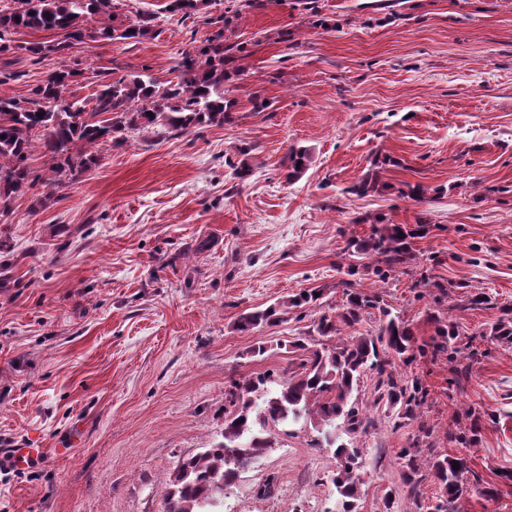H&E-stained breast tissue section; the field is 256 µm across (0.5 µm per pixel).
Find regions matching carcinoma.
Returning a JSON list of instances; mask_svg holds the SVG:
<instances>
[{"label":"carcinoma","instance_id":"obj_1","mask_svg":"<svg viewBox=\"0 0 512 512\" xmlns=\"http://www.w3.org/2000/svg\"><path fill=\"white\" fill-rule=\"evenodd\" d=\"M116 0H14L16 7L0 9V55L26 51L36 60L50 55L68 54L85 42V23L103 18L93 38L101 41L137 42L153 28L156 16L139 14L133 24H124L115 13ZM206 0H170L167 10L189 18ZM53 32L49 41H17L24 31ZM241 47L224 42V29L208 39L198 50L184 51L173 67L177 82L162 88L144 73L131 79L114 76V71L92 72L97 83L94 105L66 97V90L83 72L60 66L46 75L32 89L33 97L19 98L2 86L20 78L16 72L0 77V213L11 202L42 185L46 197L66 186L67 177L77 169H88L100 159L99 148L120 142L127 132L159 127L169 133L189 132L204 125L224 123V112L232 102L224 97V83L236 72L227 68L235 61ZM46 159L53 177L40 181L29 161L34 152ZM309 155L304 149L292 148L288 154L286 180L293 182L306 170ZM377 172H368L346 192L365 195L374 190ZM428 234V224H385L378 218L369 231L345 241L343 253L354 259L339 281L345 302L339 316L323 314L310 338L298 339L292 347L301 352L297 371L279 390L272 389L277 380L272 374H259L242 381L230 382L224 392V430L222 440L212 447L182 461L174 473L167 492V512H217L215 505L252 459L263 455L271 442L267 437L271 425L309 426L317 433V445L334 449L336 473L333 483L340 496V512H358L363 485L364 449L352 438L369 435L376 428L374 419L363 412L353 398L360 379L371 372L376 375L375 404L386 407L395 427L416 426L415 442L400 450L404 460L405 480L413 496L414 512H464L463 500L469 494L464 481L472 473L468 456L442 455L434 448V429L423 420L422 408L428 390L414 374L397 372L400 363L409 366L423 358L445 356L448 371L457 386L468 379L470 364L461 359L460 332L443 304L448 301L447 286L426 282L436 288L433 301L437 312L430 315L434 335L417 342L409 323L385 305L377 294L357 288L350 277L359 269H373L380 280L406 272L415 261L414 240ZM323 296L319 288L302 289L279 305L241 314L236 329L245 332L260 325L275 326L286 308H311ZM378 310L379 330L375 336H353L333 342L340 333L338 323L349 327L359 323L364 314ZM490 336L503 345L512 344V308L502 309V316L491 327ZM467 431L450 428L446 438L463 448L477 444L485 424L481 413L473 411ZM350 441L338 442L336 431ZM427 466H422L421 458ZM459 468H453L454 464ZM433 478L441 495L430 505L421 503L420 486Z\"/></svg>","mask_w":512,"mask_h":512}]
</instances>
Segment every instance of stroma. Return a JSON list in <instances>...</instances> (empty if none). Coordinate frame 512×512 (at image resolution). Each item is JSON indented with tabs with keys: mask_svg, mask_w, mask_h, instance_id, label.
<instances>
[{
	"mask_svg": "<svg viewBox=\"0 0 512 512\" xmlns=\"http://www.w3.org/2000/svg\"><path fill=\"white\" fill-rule=\"evenodd\" d=\"M228 2L182 21L167 0H121L126 23L155 14L151 33L90 40L62 61L6 55L0 70L21 74L6 91L30 97L61 64L167 85ZM237 2L224 35L243 54L224 86L235 105L223 125L127 133L57 199L30 191L0 215V436L48 454L35 480L0 487V512H166L179 460L221 438L230 382L287 380L291 342L319 312H341L345 241L378 217L432 231L407 273L357 286L380 293L421 341L434 333V303L416 280L427 270L449 286L451 315L477 334L479 353L461 387L447 360L418 366L424 417L451 454L448 426L465 429L471 408L485 415L467 455L500 496L474 491L463 508L512 512V347L481 337L512 307V0ZM293 147L311 163L290 182ZM371 168L378 189L350 194ZM409 184L425 188L423 201L404 197ZM311 288L324 291L319 310L236 330L240 314ZM470 291L485 294L481 308L464 309ZM260 341L267 353L251 357ZM374 388L367 375L356 393L376 421L357 439L360 512H378L388 492L410 512L398 452L415 432L374 407ZM315 437L272 430L271 448L225 489L223 512H333L336 460ZM269 478L273 495L257 496Z\"/></svg>",
	"mask_w": 512,
	"mask_h": 512,
	"instance_id": "1",
	"label": "stroma"
}]
</instances>
